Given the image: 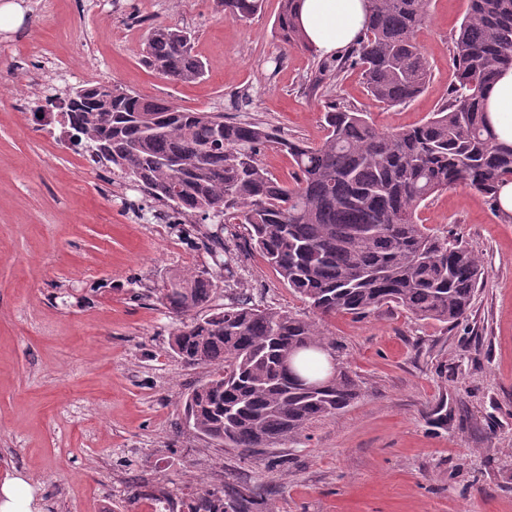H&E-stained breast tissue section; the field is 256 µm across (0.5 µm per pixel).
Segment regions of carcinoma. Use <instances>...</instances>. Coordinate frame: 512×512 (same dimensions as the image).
<instances>
[{"mask_svg":"<svg viewBox=\"0 0 512 512\" xmlns=\"http://www.w3.org/2000/svg\"><path fill=\"white\" fill-rule=\"evenodd\" d=\"M368 22L336 67L357 65L373 101L389 109L418 97L430 65L416 41L429 0H365ZM263 0H220L224 16L243 20ZM299 0H281L276 34L308 49L297 22ZM192 37L171 24L150 27L141 55L175 83L203 76ZM456 83L422 123L382 132L365 113L331 104L316 146L282 140L262 122L180 109L109 82L69 89L62 117L73 146L91 153L184 216L250 226L258 248L315 317L230 304L214 311L220 273L198 269L162 289L157 301L176 317L169 349L184 366L211 368L186 395L183 414L195 434L244 455L294 444L313 421L344 412L358 397L342 366L319 355L336 343L319 320L365 318L394 304L411 316L456 323L466 316L482 276L476 248L450 242L419 223L436 193L464 184L497 203L512 180V145L498 141L483 110L498 71L512 67V0H467L453 36ZM293 161L292 182L264 166L268 149ZM299 348L288 377L282 359ZM259 485L202 488L187 512H258Z\"/></svg>","mask_w":512,"mask_h":512,"instance_id":"1","label":"carcinoma"}]
</instances>
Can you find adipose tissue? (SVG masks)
<instances>
[{"instance_id": "1", "label": "adipose tissue", "mask_w": 512, "mask_h": 512, "mask_svg": "<svg viewBox=\"0 0 512 512\" xmlns=\"http://www.w3.org/2000/svg\"><path fill=\"white\" fill-rule=\"evenodd\" d=\"M298 19L314 53L329 56L357 39L367 16L364 0H301ZM485 109L498 140L512 144V67L497 74L486 95Z\"/></svg>"}]
</instances>
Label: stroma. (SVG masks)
Wrapping results in <instances>:
<instances>
[{"label": "stroma", "mask_w": 512, "mask_h": 512, "mask_svg": "<svg viewBox=\"0 0 512 512\" xmlns=\"http://www.w3.org/2000/svg\"><path fill=\"white\" fill-rule=\"evenodd\" d=\"M0 31V482L24 478L32 512H153L141 476L190 500L200 488L262 484L276 512H512V219L458 185L418 210L428 227L481 251L484 279L455 325L395 306L325 327L360 388L300 443L254 459L198 439L182 402L206 381L168 347L175 319L158 291L224 265L215 307H308L249 244V227L184 217L118 169L71 147L60 115L36 121V92L94 81L319 144L327 104L391 131L425 120L455 81L452 38L466 0H431L417 41L431 79L390 109L356 68L285 48L274 20L226 18L218 0H18ZM190 30L205 66L172 83L142 62L151 25ZM220 232L212 258L206 237Z\"/></svg>", "instance_id": "35a3bbf8"}]
</instances>
